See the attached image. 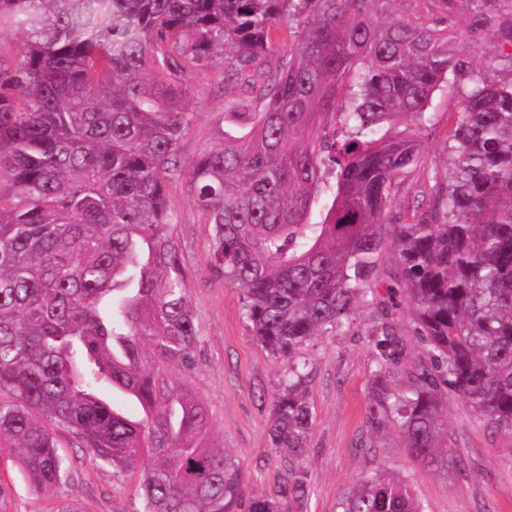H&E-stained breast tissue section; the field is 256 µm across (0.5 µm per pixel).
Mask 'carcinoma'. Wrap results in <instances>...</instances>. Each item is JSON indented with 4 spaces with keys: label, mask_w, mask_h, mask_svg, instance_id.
Returning a JSON list of instances; mask_svg holds the SVG:
<instances>
[{
    "label": "carcinoma",
    "mask_w": 512,
    "mask_h": 512,
    "mask_svg": "<svg viewBox=\"0 0 512 512\" xmlns=\"http://www.w3.org/2000/svg\"><path fill=\"white\" fill-rule=\"evenodd\" d=\"M278 69L254 68L278 51ZM0 460L54 496L53 436L141 475L142 512H239L244 463L206 441L208 415L160 372L199 354L191 272L169 183L185 179L212 229L209 262L240 291L255 340L288 361L268 436L288 481L245 512H303L313 411L307 348L372 313L379 406L426 464L442 400L512 436V0H0ZM492 47L479 64L454 47ZM263 103L243 129L184 163L187 101L210 60ZM462 83L441 128L445 175L393 200L427 164L434 93ZM340 126L341 135L328 129ZM331 197L312 220L319 193ZM407 300L423 358L410 385L396 315ZM342 512H424L377 471Z\"/></svg>",
    "instance_id": "obj_1"
}]
</instances>
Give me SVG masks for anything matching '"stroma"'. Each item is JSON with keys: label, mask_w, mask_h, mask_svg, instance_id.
I'll return each mask as SVG.
<instances>
[{"label": "stroma", "mask_w": 512, "mask_h": 512, "mask_svg": "<svg viewBox=\"0 0 512 512\" xmlns=\"http://www.w3.org/2000/svg\"><path fill=\"white\" fill-rule=\"evenodd\" d=\"M242 98L239 86L224 80L223 58H215L195 82L189 103L195 119L179 145L183 160L223 136L239 135L229 113ZM169 198L175 233L193 272L201 345L192 370L170 367L166 374L200 398L212 438L245 464L243 496L272 492L288 478V464L268 437L271 397L287 376L288 363L251 336L236 288L211 268V227L187 182L170 184ZM370 321L369 310L360 309L344 333L317 337L308 350L314 419L306 512H340L354 482L383 466L411 485L425 512H512V439L493 432L463 399L449 396L441 411L452 462L427 465L402 447L396 424L384 419L373 397L375 366L365 334ZM55 439L66 469L55 498H35L17 462H0V480L12 488L10 512H55L64 500L82 504L86 512H141L139 469L117 473L92 463L66 430H56Z\"/></svg>", "instance_id": "35a3bbf8"}]
</instances>
